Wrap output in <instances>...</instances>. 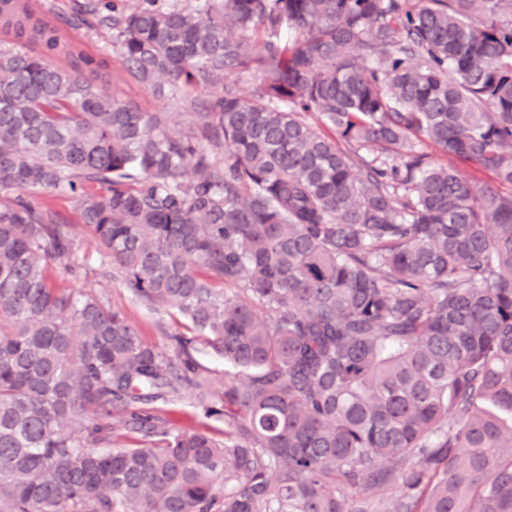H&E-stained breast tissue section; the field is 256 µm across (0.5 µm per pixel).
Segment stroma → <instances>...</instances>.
I'll return each instance as SVG.
<instances>
[{"mask_svg":"<svg viewBox=\"0 0 512 512\" xmlns=\"http://www.w3.org/2000/svg\"><path fill=\"white\" fill-rule=\"evenodd\" d=\"M41 15L62 34L82 43L89 52L103 56L109 62L112 77L109 93L145 112H164L170 126L189 130L194 116L190 106L179 96L136 81L128 72L119 52L112 47V33L103 27L88 7V0H42ZM40 204L65 219L73 240L69 262H51L49 275L60 288L87 293L96 299L122 310L135 324L142 340L164 354H172L178 334L192 335L191 324L170 308H153L134 296L124 284V277L113 267L93 229L81 222L78 200L69 195L40 196ZM161 415L175 431L201 432L221 435L224 417L209 413L199 403L195 390H183L161 406Z\"/></svg>","mask_w":512,"mask_h":512,"instance_id":"1","label":"stroma"}]
</instances>
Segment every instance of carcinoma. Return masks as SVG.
Here are the masks:
<instances>
[{
	"instance_id": "cac0c4a2",
	"label": "carcinoma",
	"mask_w": 512,
	"mask_h": 512,
	"mask_svg": "<svg viewBox=\"0 0 512 512\" xmlns=\"http://www.w3.org/2000/svg\"><path fill=\"white\" fill-rule=\"evenodd\" d=\"M509 6L93 0L138 82L192 106L213 90L187 133L112 97L107 60L26 0H0L42 46L0 48V512H512ZM250 70L251 95L224 83ZM83 180L100 190L82 223L127 288L238 370L207 407L224 437L154 407L199 388L195 339L166 356L50 282L72 238L34 197ZM116 414L145 444L96 451L73 431L107 442Z\"/></svg>"
}]
</instances>
